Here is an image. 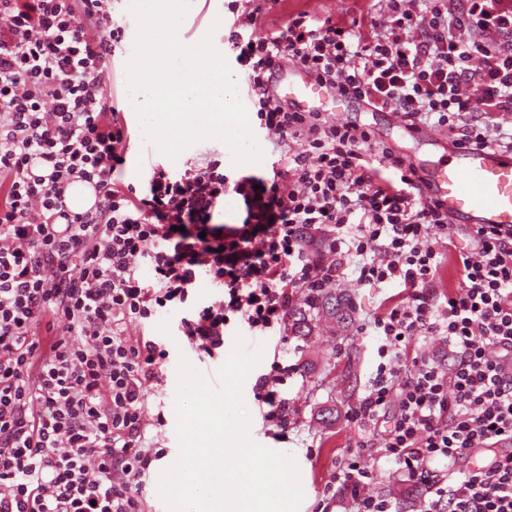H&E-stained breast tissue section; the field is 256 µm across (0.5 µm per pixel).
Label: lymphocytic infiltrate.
Listing matches in <instances>:
<instances>
[{
    "mask_svg": "<svg viewBox=\"0 0 512 512\" xmlns=\"http://www.w3.org/2000/svg\"><path fill=\"white\" fill-rule=\"evenodd\" d=\"M109 2L0 0V512H144L164 455L147 402L169 353L129 325L182 309V335L212 357L231 328L284 334L297 293L338 286L349 258L358 284L412 299L371 323L378 363L348 412L362 453L332 476L348 512H395L372 490L383 463L426 486L419 512H512V227L473 225L460 285L437 300L448 212L422 176L366 126L270 94L285 59L410 128L511 151L512 0H381L352 21L300 11L266 34L279 0H228L224 45L280 158L271 176L235 179L217 159L157 164L142 195L114 178L128 129L112 104L124 32ZM76 181L95 191L82 213L66 203ZM231 192L243 218L224 224ZM203 278L215 297L197 296ZM418 336L443 344L418 354ZM284 373L272 364L253 387L280 430ZM486 449L490 462L470 467Z\"/></svg>",
    "mask_w": 512,
    "mask_h": 512,
    "instance_id": "obj_1",
    "label": "lymphocytic infiltrate"
}]
</instances>
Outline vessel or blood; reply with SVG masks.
I'll return each mask as SVG.
<instances>
[{"instance_id":"1","label":"vessel or blood","mask_w":512,"mask_h":512,"mask_svg":"<svg viewBox=\"0 0 512 512\" xmlns=\"http://www.w3.org/2000/svg\"><path fill=\"white\" fill-rule=\"evenodd\" d=\"M283 100L303 111H324L336 100L334 90L320 86L313 76L278 61ZM451 133L428 135L427 143L440 157L435 161L408 157V164L425 169L427 194L440 200L449 215L465 224L512 226V154L496 149L449 148Z\"/></svg>"}]
</instances>
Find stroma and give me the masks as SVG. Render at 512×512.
Instances as JSON below:
<instances>
[{
  "label": "stroma",
  "mask_w": 512,
  "mask_h": 512,
  "mask_svg": "<svg viewBox=\"0 0 512 512\" xmlns=\"http://www.w3.org/2000/svg\"><path fill=\"white\" fill-rule=\"evenodd\" d=\"M372 0H280L276 9L266 18V30H273L287 20L289 14L306 11L318 17L355 18L369 9ZM233 16L224 7V0H191L184 25L178 30L183 44H194L196 36L212 34L216 49H223ZM136 26H128L125 37L115 50L110 64L114 71L112 102L118 109V118L127 126L130 143L126 163L117 178L122 185H130L137 191H144L149 179L151 165L161 164L176 170L185 169L204 159H220L226 171H233L231 152L222 142L206 140L182 151L171 159L143 140L141 126L130 102L127 87L125 58L131 54L135 40ZM340 120L367 126L376 139L391 147L397 154L405 156L418 153L416 141L400 132L391 131L394 118L388 112H372L354 105L349 111L340 113ZM468 225L452 224L448 236L455 248L446 252L440 273L432 289L436 296H443L456 290L459 275L456 271V257L459 249L469 248ZM343 291L349 295L354 309V321L346 329H339L329 318L319 321L315 332L306 338L287 334L272 336L264 342L261 362L250 371L243 384V399L251 417L252 439L269 449L292 455L301 471L306 474L302 482L304 493L299 512H324L327 484L338 464L356 454L359 430L347 419V412L357 399L363 396L365 387L376 366V349L379 340L369 331L368 324L377 315L399 301L408 300L409 291L397 286L370 288L357 284L353 278H346ZM182 316L173 309L157 314L147 326H131L132 335L149 334L162 337L169 352V359L163 370V382L155 396L148 399L149 414L163 413L166 422L161 429H149V436L155 437L159 447L165 448L166 455L152 464L143 490L146 512H164L157 494L160 472L173 464L178 456V441L175 433L174 414L177 387V367L180 359H187L202 374L217 372L227 359L234 345L233 337H225L224 348L218 357L199 359L185 336L178 329ZM287 366L288 373L281 388L288 400L290 425L284 437L269 433L268 423L254 399L252 386L260 374L269 372L272 363ZM336 411L334 421L324 420L323 409Z\"/></svg>",
  "instance_id": "35a3bbf8"
}]
</instances>
